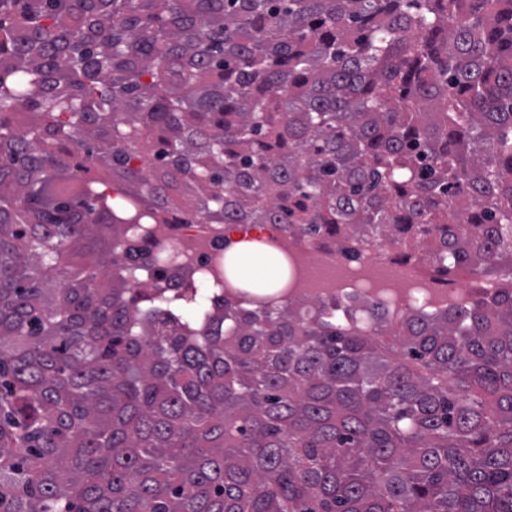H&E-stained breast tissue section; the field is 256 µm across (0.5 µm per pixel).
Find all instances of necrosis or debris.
<instances>
[{"mask_svg": "<svg viewBox=\"0 0 512 512\" xmlns=\"http://www.w3.org/2000/svg\"><path fill=\"white\" fill-rule=\"evenodd\" d=\"M224 239L220 224H131L126 234L138 264L152 265L158 254H166L167 271L180 288L193 287L192 269L223 268ZM259 241L288 258L287 299L354 306L364 323L374 314L394 321L411 310L446 309L469 300L462 281L362 242L305 236L284 224L260 225Z\"/></svg>", "mask_w": 512, "mask_h": 512, "instance_id": "4bbe7bcc", "label": "necrosis or debris"}]
</instances>
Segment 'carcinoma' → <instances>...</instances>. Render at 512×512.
Listing matches in <instances>:
<instances>
[{
    "label": "carcinoma",
    "instance_id": "cac0c4a2",
    "mask_svg": "<svg viewBox=\"0 0 512 512\" xmlns=\"http://www.w3.org/2000/svg\"><path fill=\"white\" fill-rule=\"evenodd\" d=\"M184 220L500 287H137L125 225ZM0 512H512V0H0ZM259 242L288 257V288L279 299L339 308L355 306L356 318L370 329V312L399 320L411 310L448 309L469 301L467 288H481L484 280L465 274L461 280L438 277L431 266L364 242H336L305 236L287 224H259ZM313 259L318 262L312 264Z\"/></svg>",
    "mask_w": 512,
    "mask_h": 512
}]
</instances>
